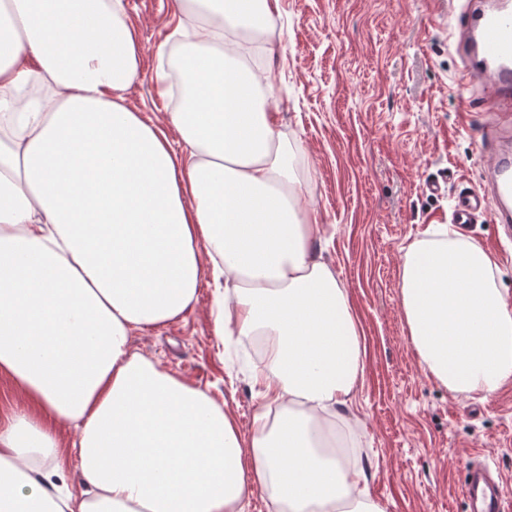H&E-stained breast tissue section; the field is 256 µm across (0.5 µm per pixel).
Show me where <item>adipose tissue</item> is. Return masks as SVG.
<instances>
[{
    "label": "adipose tissue",
    "instance_id": "ef3b65f1",
    "mask_svg": "<svg viewBox=\"0 0 512 512\" xmlns=\"http://www.w3.org/2000/svg\"><path fill=\"white\" fill-rule=\"evenodd\" d=\"M181 101L125 103L140 53L125 0H0V374L26 402L0 425V512H386L329 450L363 350L347 289L240 33L270 0H190ZM179 135L174 150L168 129ZM214 257L219 333L271 337L253 382L278 409L251 440L230 413L133 353L181 317ZM419 363L454 394L512 381V305L491 255L447 227L402 255ZM85 487L62 492V428Z\"/></svg>",
    "mask_w": 512,
    "mask_h": 512
}]
</instances>
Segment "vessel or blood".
Returning <instances> with one entry per match:
<instances>
[{
    "mask_svg": "<svg viewBox=\"0 0 512 512\" xmlns=\"http://www.w3.org/2000/svg\"><path fill=\"white\" fill-rule=\"evenodd\" d=\"M451 36L461 61L458 89L469 104L474 85L483 89L487 111L496 115L481 139L480 156L489 160L490 179L484 188L458 196L452 205L454 223L468 224L489 213L499 224L512 222V152L501 146L506 125L512 123V0H467ZM471 512H512V502L491 491L477 472L463 486Z\"/></svg>",
    "mask_w": 512,
    "mask_h": 512,
    "instance_id": "1",
    "label": "vessel or blood"
}]
</instances>
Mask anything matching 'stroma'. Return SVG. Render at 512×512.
Returning <instances> with one entry per match:
<instances>
[{
	"label": "stroma",
	"mask_w": 512,
	"mask_h": 512,
	"mask_svg": "<svg viewBox=\"0 0 512 512\" xmlns=\"http://www.w3.org/2000/svg\"><path fill=\"white\" fill-rule=\"evenodd\" d=\"M462 0H279L254 61L273 84L271 112L293 152L294 178L318 212L323 256L347 288L365 350L347 414L363 431L361 466L371 499L387 512H467L464 458L490 469L512 499V383L452 394L421 368L401 306V256L447 223L454 198L484 171L478 147L491 120L480 89L460 118V67L449 27ZM176 0H127L140 48L124 92L150 121L175 107L157 74L183 52ZM445 179L441 194L423 189ZM465 238L495 260L512 298V241L501 226L473 224ZM211 276L180 319L132 332V352L206 391L251 441L267 408L254 360L217 334Z\"/></svg>",
	"instance_id": "obj_1"
}]
</instances>
